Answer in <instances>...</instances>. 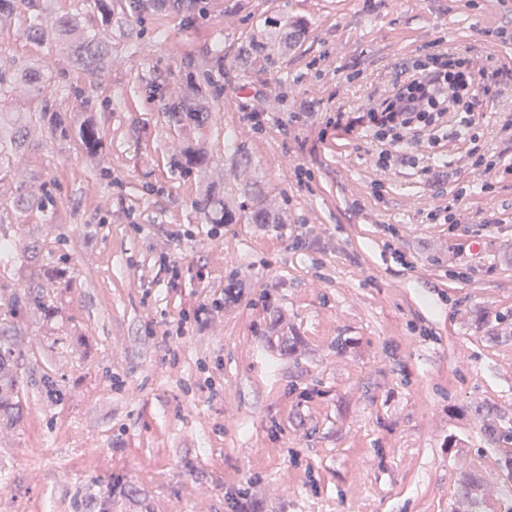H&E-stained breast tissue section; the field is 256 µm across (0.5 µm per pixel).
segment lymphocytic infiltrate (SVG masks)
<instances>
[{"instance_id":"obj_1","label":"lymphocytic infiltrate","mask_w":512,"mask_h":512,"mask_svg":"<svg viewBox=\"0 0 512 512\" xmlns=\"http://www.w3.org/2000/svg\"><path fill=\"white\" fill-rule=\"evenodd\" d=\"M485 78L482 70L451 74L443 67L420 70L405 62L392 95L375 107L337 113L331 127L340 137L368 133L386 142L377 160L382 167L415 164L417 145L436 147L445 140L468 144L475 166L490 169L493 161L472 146L475 110L489 90Z\"/></svg>"}]
</instances>
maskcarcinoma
I'll use <instances>...</instances> for the list:
<instances>
[{
    "label": "carcinoma",
    "mask_w": 512,
    "mask_h": 512,
    "mask_svg": "<svg viewBox=\"0 0 512 512\" xmlns=\"http://www.w3.org/2000/svg\"><path fill=\"white\" fill-rule=\"evenodd\" d=\"M33 0H0V19L16 18L22 24L26 36L36 42L48 40L40 18L30 13ZM92 15L97 19V28L85 38L73 45V63L81 69L88 80L82 87L74 84L61 85L52 76L35 71H24L16 61L0 63V109L9 101L25 123L45 125L55 139L63 140L70 136L71 117L67 115L65 104L72 94H93L100 75L99 61L107 51L106 32L112 27V0H76L73 12L60 17L56 23L55 35L70 36L81 29L83 16ZM96 110L91 109L79 123L81 143L87 153L91 166H96L104 156L103 149L107 134L102 125L94 119ZM174 124L182 127L200 126L206 115L200 112L198 99L181 97L174 103L173 111L168 113ZM24 134L16 130L8 140L0 135V172L9 168L23 145ZM174 163L186 172H198L209 165V157L200 148L193 149ZM200 210L209 224H227L236 219L245 224H272L266 204L258 198L249 199V203L233 209L224 200L213 202L204 199L199 203ZM67 274L64 267L44 268L31 276L34 286L15 296L10 302V311L17 315L30 305H36L47 316L56 314V309L44 301V288L63 279ZM42 388L48 395L63 396V388L58 380L46 372L35 368L21 369L11 336L0 329V423L19 415L18 391L22 380ZM126 493V486L120 480H111L99 495L97 512H112V498ZM458 499L461 512H501L500 500L491 499L484 493L482 475L477 473L470 481L460 486Z\"/></svg>",
    "instance_id": "1"
}]
</instances>
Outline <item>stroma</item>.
Instances as JSON below:
<instances>
[{"mask_svg": "<svg viewBox=\"0 0 512 512\" xmlns=\"http://www.w3.org/2000/svg\"><path fill=\"white\" fill-rule=\"evenodd\" d=\"M502 29L512 0H197L142 23L114 10L106 170L37 124L0 173V325L66 392L20 387L0 512H97L113 479L128 492L112 512H229L239 488L261 512H455L474 466L502 454L490 432L512 433V77L476 116L487 172L462 144L449 169L422 147L383 170L381 143L323 130L383 99L402 60L503 67ZM0 56L85 80L65 41L11 22ZM194 83L211 117L176 126L164 107ZM191 143L203 173L173 164ZM462 187L454 223H430ZM22 191L53 210L17 216ZM251 191L275 223L213 226L196 208ZM62 262L57 316L10 315L29 286L16 265Z\"/></svg>", "mask_w": 512, "mask_h": 512, "instance_id": "1", "label": "stroma"}]
</instances>
